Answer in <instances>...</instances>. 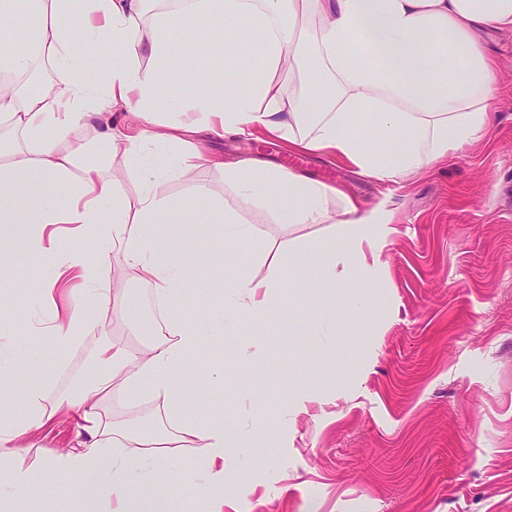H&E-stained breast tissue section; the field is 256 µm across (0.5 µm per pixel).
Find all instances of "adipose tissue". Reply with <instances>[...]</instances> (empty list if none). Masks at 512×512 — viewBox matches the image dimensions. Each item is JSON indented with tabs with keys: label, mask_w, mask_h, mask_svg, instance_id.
<instances>
[{
	"label": "adipose tissue",
	"mask_w": 512,
	"mask_h": 512,
	"mask_svg": "<svg viewBox=\"0 0 512 512\" xmlns=\"http://www.w3.org/2000/svg\"><path fill=\"white\" fill-rule=\"evenodd\" d=\"M0 0V238L23 237L49 269L36 284L50 314L34 332L63 349L79 339L85 307H125L122 293L101 287L105 255L60 254L48 227L65 224L75 237L93 236L122 253L133 279L151 286L162 313L157 337L135 350L100 341L103 373L91 382L53 394V376L29 386L15 402L0 404V463L12 457L17 438L66 413L76 422L69 450L37 468L0 473V512H18L58 477L75 478L77 512H172L174 491L195 482L176 454L196 448L206 479L200 495L206 512H224L225 469L247 437L263 438L268 420L255 407L249 429L212 418L188 417L173 380L185 356L206 344L216 325L238 324L272 309L290 264L307 260L319 245L271 241L244 222L258 202L280 209L287 224H328L341 248L326 254L327 279L370 282L394 233L391 212L363 208L354 198L281 167L245 157L231 164L189 143L200 130L231 135L261 133L307 151L326 154L379 181L399 182L445 160L487 130L497 92L494 58L480 35L512 30V0ZM207 43L224 61V86L208 94V71L160 101L156 84L175 55L193 56ZM104 45L114 49L112 68L98 84L82 73ZM156 63L141 66L142 58ZM51 62L54 79L42 91L22 93L14 77ZM306 62L311 92L285 96L277 81L287 65ZM247 81H239L240 71ZM123 110L139 126L116 131L102 108ZM168 122H160V115ZM374 137L363 135V128ZM86 130L122 154L139 174L134 198L116 194L111 177L78 167L74 137ZM147 141L179 146L171 162L143 165ZM223 169L233 204L213 201L222 214L223 240L247 244L267 266L265 276L229 281L216 321L187 315L184 284L198 257L181 251L163 225L177 208L170 180L190 169ZM149 388L168 401L170 435L113 426L100 411L113 383Z\"/></svg>",
	"instance_id": "obj_1"
}]
</instances>
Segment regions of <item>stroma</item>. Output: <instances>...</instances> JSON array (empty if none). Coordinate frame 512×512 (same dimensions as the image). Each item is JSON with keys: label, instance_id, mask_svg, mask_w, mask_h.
<instances>
[{"label": "stroma", "instance_id": "stroma-1", "mask_svg": "<svg viewBox=\"0 0 512 512\" xmlns=\"http://www.w3.org/2000/svg\"><path fill=\"white\" fill-rule=\"evenodd\" d=\"M487 48L498 76L489 128L458 156L400 183L274 138L207 137L224 159L254 157L383 206L396 227L378 283L329 282L315 253L285 273L275 315H252L239 332L212 336L186 356L174 393L190 414L242 421L262 401L272 427L259 447L239 449L226 473L224 512H512V31L492 34ZM77 162L121 172L116 192L136 196L134 172L111 158L106 142L85 141ZM198 185L207 195L195 193ZM167 190L180 203L168 217L179 245L222 257L221 265L197 267L186 286V310L205 316L221 307L226 282L264 276L266 268L217 236L220 216L210 202L233 199L223 170L198 168ZM188 211L210 216L200 236L181 224ZM242 218L270 240L332 243L325 225L286 224L262 205ZM0 263L12 269L0 284V318L10 329L5 347L16 355L0 398L51 370L55 391L67 389L103 338L133 349L150 342L152 290L130 280L122 254L110 253L107 280L123 287L126 310L91 309L70 350L26 328L41 306L31 285L47 268L17 242L0 244ZM202 366L223 371L204 392L196 379ZM299 392L309 396L302 409L291 404ZM103 414L168 426L161 401L119 385ZM75 435L70 418L55 417L17 441L12 463L38 467Z\"/></svg>", "mask_w": 512, "mask_h": 512}]
</instances>
